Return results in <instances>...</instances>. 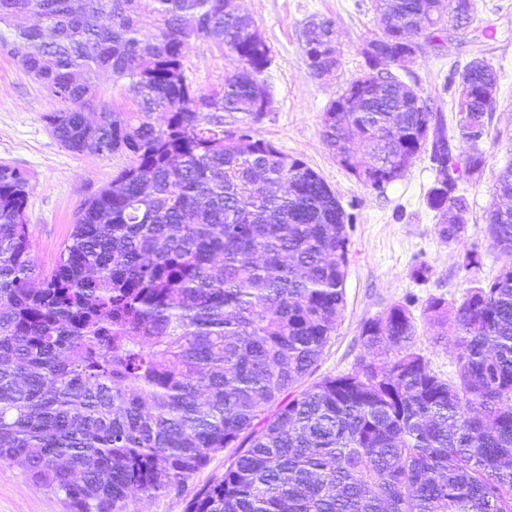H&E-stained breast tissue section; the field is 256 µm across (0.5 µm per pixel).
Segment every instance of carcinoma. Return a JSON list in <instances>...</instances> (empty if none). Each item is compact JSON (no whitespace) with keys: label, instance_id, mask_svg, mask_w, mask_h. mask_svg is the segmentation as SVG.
Instances as JSON below:
<instances>
[{"label":"carcinoma","instance_id":"1","mask_svg":"<svg viewBox=\"0 0 512 512\" xmlns=\"http://www.w3.org/2000/svg\"><path fill=\"white\" fill-rule=\"evenodd\" d=\"M367 70L341 89L322 137L380 190L427 155L426 196L458 241L479 181L477 143L499 74L475 58L450 71L457 135L387 66L473 21L475 0H375ZM310 74H337L336 21H309ZM203 40L237 66L218 89L191 85L185 50ZM55 101L53 136L77 153L131 164L90 196L51 268L38 266L28 181L0 163V461L24 464L73 512L187 497L185 512H512V264L463 300L431 298L430 343L456 350L442 377L417 349L405 304L364 321L367 356L311 376L346 304L352 223L324 178L224 113L257 122L272 59L231 0H0V51ZM112 72L135 109L102 102ZM163 113L165 124L154 116ZM512 255V164L496 177L485 229ZM454 335H448V327ZM226 448L224 472L194 477Z\"/></svg>","mask_w":512,"mask_h":512}]
</instances>
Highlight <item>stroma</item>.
I'll use <instances>...</instances> for the list:
<instances>
[{
  "label": "stroma",
  "instance_id": "1",
  "mask_svg": "<svg viewBox=\"0 0 512 512\" xmlns=\"http://www.w3.org/2000/svg\"><path fill=\"white\" fill-rule=\"evenodd\" d=\"M239 4L254 19L272 59L263 82L271 110L254 124V131L318 171L353 217L347 227L346 307L316 377L350 372L366 354L360 338L362 322L397 303L412 311L417 346L432 368L450 376L456 353L432 349L423 315L428 300L461 302L470 288L492 280L512 263V255L492 249L485 236L495 178L512 163V0H476L473 22L443 34L441 42L424 44L410 70L398 74L400 80L419 88L432 107L442 109L452 124L457 120L454 95L444 89L451 63L482 58L501 72L492 122L501 136L484 137L479 144L487 168L480 181L463 186L469 212L459 243L441 238L438 220L426 204L436 180L427 156L416 158L399 180L375 190L359 183L323 142L326 106L366 68L363 40L379 29L372 0H239ZM323 15L335 18L342 51V66L330 81L311 76L304 53V27ZM488 27L496 31L490 40L483 35ZM28 51L18 42L12 51L0 52V163L18 169L28 180L25 219L32 254L39 266L47 267L69 234L76 210L111 183L129 159L122 152L76 154L56 140L45 120L52 101L20 64ZM234 66L233 56L201 40L191 42L186 53V76L199 88L220 87ZM468 249L478 254L477 266L469 270L461 265ZM420 266L427 267L426 277H416ZM0 512H71V508L63 495L36 486L22 466L0 462Z\"/></svg>",
  "mask_w": 512,
  "mask_h": 512
}]
</instances>
